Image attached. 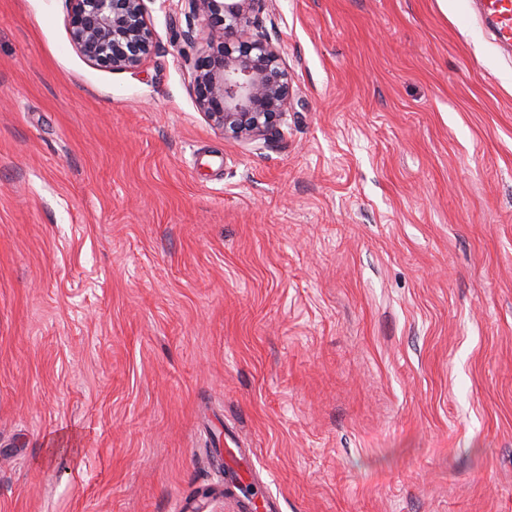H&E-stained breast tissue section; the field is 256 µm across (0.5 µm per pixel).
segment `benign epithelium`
Instances as JSON below:
<instances>
[{
    "label": "benign epithelium",
    "mask_w": 512,
    "mask_h": 512,
    "mask_svg": "<svg viewBox=\"0 0 512 512\" xmlns=\"http://www.w3.org/2000/svg\"><path fill=\"white\" fill-rule=\"evenodd\" d=\"M73 44L90 62L138 68L154 48L146 0H69ZM188 20L206 29L205 47L187 59L195 101L225 136L266 144L291 104L281 54L258 23L265 0H185Z\"/></svg>",
    "instance_id": "7a95c632"
}]
</instances>
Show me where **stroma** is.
<instances>
[{"instance_id":"35a3bbf8","label":"stroma","mask_w":512,"mask_h":512,"mask_svg":"<svg viewBox=\"0 0 512 512\" xmlns=\"http://www.w3.org/2000/svg\"><path fill=\"white\" fill-rule=\"evenodd\" d=\"M0 0V512H512V51L474 0H266L280 132ZM224 473L229 482L239 486L250 480L249 461L242 448H224ZM242 497H238L239 512H279L280 507L277 500L267 494H259L254 489L249 488L243 494ZM261 498V500H257Z\"/></svg>"}]
</instances>
